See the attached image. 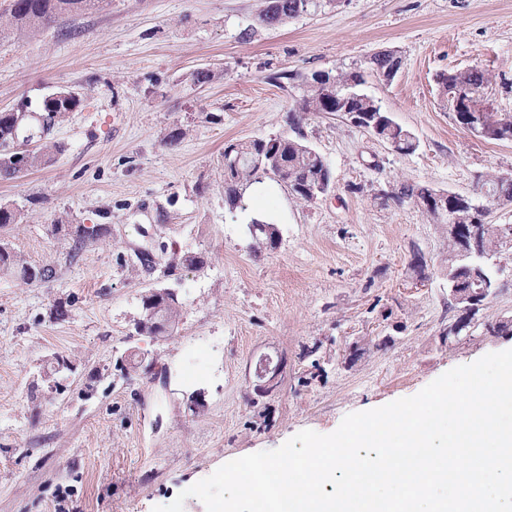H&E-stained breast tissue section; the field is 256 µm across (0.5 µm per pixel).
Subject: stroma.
Instances as JSON below:
<instances>
[{
  "mask_svg": "<svg viewBox=\"0 0 512 512\" xmlns=\"http://www.w3.org/2000/svg\"><path fill=\"white\" fill-rule=\"evenodd\" d=\"M265 5L105 0L41 30L0 31V111L60 90L81 99L27 144L59 143L57 161L0 181V205L19 217L0 243L56 268L49 282L0 278V512H152L229 461L305 429L331 433L347 414L512 349V336L484 329L512 318V260L479 327L449 336L447 225L411 201L380 203L404 181L468 195L480 176H512V141L461 128L437 84L485 70L489 109L512 113V0H319L275 28L257 21ZM383 50L400 69L369 76L367 90L417 149L314 114L302 132L332 192L304 204L267 178L229 211L225 144L288 131L294 74L368 72ZM257 214L277 239L256 250ZM61 220L108 235L70 262ZM186 251L204 268L165 276ZM163 281L186 312L167 337L136 335L141 296ZM61 302L67 317L51 318ZM134 350L153 374L122 370ZM61 352L76 359L66 389L31 398L34 372ZM264 360L280 367L269 392L255 376Z\"/></svg>",
  "mask_w": 512,
  "mask_h": 512,
  "instance_id": "obj_1",
  "label": "stroma"
}]
</instances>
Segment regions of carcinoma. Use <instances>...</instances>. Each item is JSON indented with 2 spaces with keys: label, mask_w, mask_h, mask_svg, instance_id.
Returning a JSON list of instances; mask_svg holds the SVG:
<instances>
[{
  "label": "carcinoma",
  "mask_w": 512,
  "mask_h": 512,
  "mask_svg": "<svg viewBox=\"0 0 512 512\" xmlns=\"http://www.w3.org/2000/svg\"><path fill=\"white\" fill-rule=\"evenodd\" d=\"M101 0H12L9 9V24L13 27L48 26L57 21L62 15L71 12H87L99 7ZM317 7V0H267L265 9L258 16V22L266 27L275 28L288 20L307 13ZM298 94L294 98L292 109L289 111V123L294 135L287 134L275 139V145L268 147L263 139L239 141L235 149L224 153V197L230 210L238 209L242 199L239 188L247 187L262 179L256 159L261 157L263 162L273 166L276 181L287 186L297 200L303 203L315 201L313 189L329 177V167L323 157L308 145L300 131V124L307 116L320 112H341L347 108L354 112L381 111L377 101L362 90L365 79L358 71L328 72L313 71L296 75ZM468 87V94L481 95L491 84L488 73L484 70L470 69L456 75L443 77L440 86L442 98L455 93L458 84ZM79 96L70 91H57L46 96L40 109L51 114L52 121L60 122L66 115L80 106ZM498 130L491 137L493 141H512V115L501 113L496 115ZM375 134L397 151L410 153L416 150L417 141L414 135L399 124H391L385 120L375 128ZM62 152L58 143H47L32 157L29 169H34L54 162L57 154ZM26 173L24 169L13 167L11 155L0 152V179L13 180ZM479 189L485 194L496 196L512 202V177L489 175L482 180ZM436 190L413 184H402L400 188L383 194L382 204L399 205L411 200L421 206L422 210L435 224H446L450 216H456V223L468 225L473 200L466 197L448 198V210L437 208L433 200ZM477 223L482 228L483 246L486 252L495 258L512 254V245H507L505 238L509 236L508 229L503 224H493L477 214ZM107 228L101 224L94 225L82 232L72 234V245L68 252L69 260L73 261L83 247L89 242L100 241L106 237ZM463 233L448 237V272H459L467 276V271L459 270ZM205 260L192 252H185L179 257L168 261L166 275L171 276L179 268L200 269ZM0 275L15 278L26 284L32 282H48L55 278V267L36 265L26 261L12 249L0 251ZM185 303L171 289L161 288V294L152 303L157 321L148 322L136 327L139 336H165L168 331L157 325L163 321L171 328L182 316ZM41 382L49 385L58 383L69 377V374L57 370L54 359H49L42 365L39 372Z\"/></svg>",
  "instance_id": "carcinoma-1"
}]
</instances>
